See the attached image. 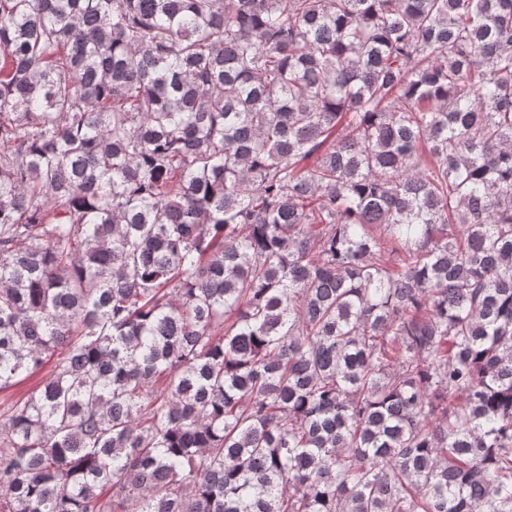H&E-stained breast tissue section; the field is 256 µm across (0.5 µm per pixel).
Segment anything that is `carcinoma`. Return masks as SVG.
<instances>
[{"label": "carcinoma", "instance_id": "cac0c4a2", "mask_svg": "<svg viewBox=\"0 0 512 512\" xmlns=\"http://www.w3.org/2000/svg\"><path fill=\"white\" fill-rule=\"evenodd\" d=\"M0 512H512V0H0ZM53 363L43 365L38 371L24 378L16 385L0 391V404L26 397L35 391L52 373Z\"/></svg>", "mask_w": 512, "mask_h": 512}]
</instances>
